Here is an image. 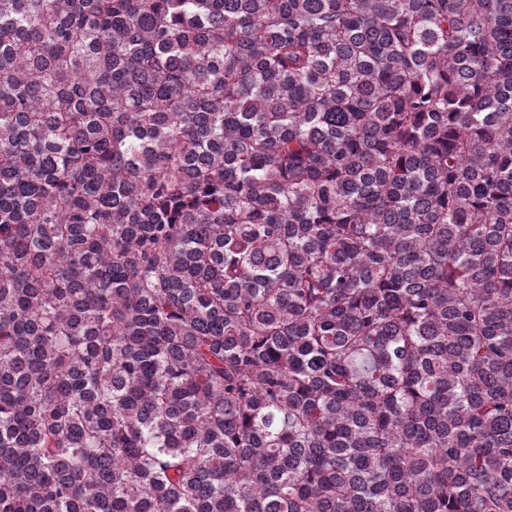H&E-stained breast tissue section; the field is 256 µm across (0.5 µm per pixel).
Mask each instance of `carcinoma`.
Here are the masks:
<instances>
[{"instance_id":"carcinoma-1","label":"carcinoma","mask_w":512,"mask_h":512,"mask_svg":"<svg viewBox=\"0 0 512 512\" xmlns=\"http://www.w3.org/2000/svg\"><path fill=\"white\" fill-rule=\"evenodd\" d=\"M0 512H512V0H0Z\"/></svg>"}]
</instances>
